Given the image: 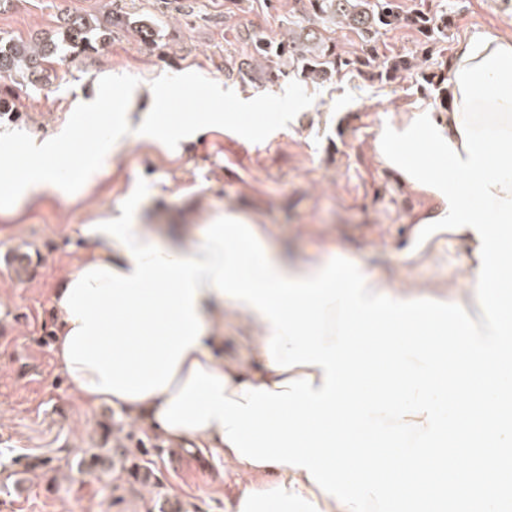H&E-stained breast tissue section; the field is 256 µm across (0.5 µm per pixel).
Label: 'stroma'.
<instances>
[{"instance_id": "stroma-1", "label": "stroma", "mask_w": 512, "mask_h": 512, "mask_svg": "<svg viewBox=\"0 0 512 512\" xmlns=\"http://www.w3.org/2000/svg\"><path fill=\"white\" fill-rule=\"evenodd\" d=\"M397 3L403 21L381 35L377 51L425 58L423 71L389 82L350 70L317 83L287 67L266 80L254 50L255 39L313 29L359 55L353 34L307 19L295 0H9L0 8V36L33 41L58 38L74 15L103 21L118 13L156 28L152 45L116 29L90 53L60 47L32 86L12 92L13 113L0 115V178L25 161L28 139L104 122L113 94L98 81L106 72L132 85L161 80L176 88L160 124L189 127L204 112L231 116L174 144L133 139L90 189L70 197L48 190L0 216V254L27 246L34 266L18 282L0 265V512H149L148 489L125 483L121 469L88 475L66 466L90 448L139 442L150 451L158 491L182 512H230L239 492L222 459L172 446L111 407L85 406L53 354L51 294L80 261L85 226L119 213L138 179L148 183L140 217L161 236L233 212L262 224L270 246L292 260L343 257L400 293L467 296L469 244L445 232L418 241L419 217L433 209V197L401 184L371 148L382 125L412 107L439 108L440 88L424 76L445 70L461 39L480 29L512 36V7L503 0ZM423 6L452 17L446 39L424 41L409 24ZM94 95L100 109L84 110Z\"/></svg>"}]
</instances>
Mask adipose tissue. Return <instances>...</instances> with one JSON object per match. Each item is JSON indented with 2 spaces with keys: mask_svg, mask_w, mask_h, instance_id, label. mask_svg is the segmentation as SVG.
<instances>
[{
  "mask_svg": "<svg viewBox=\"0 0 512 512\" xmlns=\"http://www.w3.org/2000/svg\"><path fill=\"white\" fill-rule=\"evenodd\" d=\"M512 47V38L488 32H475L464 38L452 53L447 67V94L450 105L442 109L435 117L437 126L444 130L445 137L458 148L460 157H467L468 152L462 147V135L457 128L453 110L454 103L460 102L461 95L455 81L458 67L475 65L483 58L489 57L499 45ZM101 83L119 88L121 95L114 106L116 112L114 123L108 133H100L77 125L65 128L51 141H30L28 151L30 160L27 164L13 168L7 179L0 181V212L12 213L36 200L46 189H53L63 195H70L75 187L95 185L100 174V164L118 154L129 139L143 134L158 133L168 139L182 136L181 128L167 126L157 128L154 121L140 116V104H149L153 111H160L173 89L162 82L131 85L117 74L101 75ZM84 138L93 142L95 158L85 163L79 170L76 182L62 179L59 170L52 163L53 158L67 152L77 139ZM133 231L139 241L158 243L164 259L191 260L202 262L200 251L204 239L202 233L189 231L177 234L166 242H159L151 225L134 223ZM91 241L96 247L89 252L81 263L82 268L95 265L109 268L111 271L128 276L136 263L132 260L126 247L111 234L101 231L92 233ZM78 276L77 271L64 274L59 288L51 297V306L57 316L54 336V356L60 371L68 377L76 388V394L88 406L106 404L119 412L129 421H137L156 430H164L160 414L166 404L182 392L189 382L193 366H200L209 374L224 377V396L235 399L243 386L255 388L265 386L275 388L276 384L310 376L314 387H321L325 382L321 366L306 365L282 370L271 367L266 355V343L272 337L271 324L254 305L237 307L233 297L220 294L218 289L202 287L194 298V311L198 313L203 330L193 347L183 352L176 370L166 388L154 391L139 398H125L112 392H94L87 390V383L99 380L96 370L82 364L66 362L64 357L65 340L74 327L73 321L61 301L66 287ZM237 308L239 315L247 324L259 329L260 334L253 341L254 364L239 361L230 362L224 358L225 308ZM166 438L176 445L195 446L223 458L224 462L238 475L242 487L235 500L234 512H349L347 506L338 504L329 498L309 479L305 469L288 466H257L247 460L239 459L234 449L223 440V429L218 422H210L199 430H164Z\"/></svg>",
  "mask_w": 512,
  "mask_h": 512,
  "instance_id": "ef3b65f1",
  "label": "adipose tissue"
}]
</instances>
